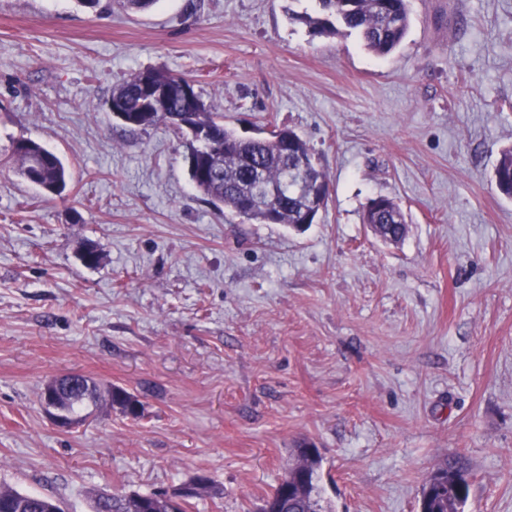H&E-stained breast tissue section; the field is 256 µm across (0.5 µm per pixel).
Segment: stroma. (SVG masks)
Returning a JSON list of instances; mask_svg holds the SVG:
<instances>
[{
	"mask_svg": "<svg viewBox=\"0 0 512 512\" xmlns=\"http://www.w3.org/2000/svg\"><path fill=\"white\" fill-rule=\"evenodd\" d=\"M390 55L301 22L318 0H0V485L93 512L101 492L207 475L190 512H258L310 443L328 512H420L441 464L460 512H512V0H409ZM156 69L239 136L286 127L330 184L315 224H255L205 202L185 134L106 102ZM30 139L63 196L21 177ZM403 209L385 242L371 198ZM94 246L95 265L80 253ZM69 373L143 414L59 427ZM30 146L24 150L18 147L17 143L13 149V155L20 162L22 176L31 184L38 187L45 194L61 196L67 187L66 169L55 153L52 158L43 155L45 149L41 144L29 140ZM41 160L38 166L35 163ZM37 174V180L33 175ZM495 171L497 188L504 195L512 197V148L502 152ZM363 222L368 225L373 234L389 242H396L397 239L380 236L377 231L378 224H384L381 225V229L385 236L388 233L396 236L402 230L400 239L406 231V229L400 228V225H390L401 224L403 227H406V219L400 205L394 199L387 196L380 195L369 201L364 213Z\"/></svg>",
	"mask_w": 512,
	"mask_h": 512,
	"instance_id": "35a3bbf8",
	"label": "stroma"
}]
</instances>
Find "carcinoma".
<instances>
[{
  "label": "carcinoma",
  "instance_id": "obj_1",
  "mask_svg": "<svg viewBox=\"0 0 512 512\" xmlns=\"http://www.w3.org/2000/svg\"><path fill=\"white\" fill-rule=\"evenodd\" d=\"M322 10L336 17L346 30L361 38L366 50L383 57L394 51L406 37L410 28L408 0H319ZM150 85L139 87L138 76L133 74L112 89L109 101L127 106L129 120L138 128L171 122L182 111L176 96L155 99L159 88L176 85L185 78L149 69ZM185 122L197 130L213 132L212 139L187 138V155L195 160L188 169L195 189L214 204H221L229 212L257 224L268 223L266 210L252 203L253 187L262 182L269 192L265 205L275 212V223L297 227L303 223L304 209L308 208V192L288 181V170L301 160L309 164L308 179L328 185L323 170L315 161L307 142L294 131L274 129L256 141H240L237 134L224 126L222 116L211 111L203 100H197L194 111L187 113ZM44 147L30 142L26 149L14 147L13 155L20 162L22 176L42 192L60 196L67 187V172L57 155H43ZM497 188L512 197V148L502 152L495 167ZM363 222L379 224L383 234L397 235L400 225L406 223L400 205L387 196L371 199ZM76 387L61 385L56 404L72 417L76 410L90 403L94 406L117 408L125 416H141L142 403L134 394L116 386L103 387L79 376ZM300 463L281 479L300 484L298 492L286 500L283 512H323L317 484L319 454L308 448L298 449ZM189 493L182 501L179 512H187L191 500L216 493L212 482L196 477L186 482ZM469 485L458 471L446 466L437 468L423 490L428 512H459L466 500ZM158 491L112 496V512H168V505L157 499ZM0 512H62L51 497L20 492L9 486H0Z\"/></svg>",
  "mask_w": 512,
  "mask_h": 512
}]
</instances>
